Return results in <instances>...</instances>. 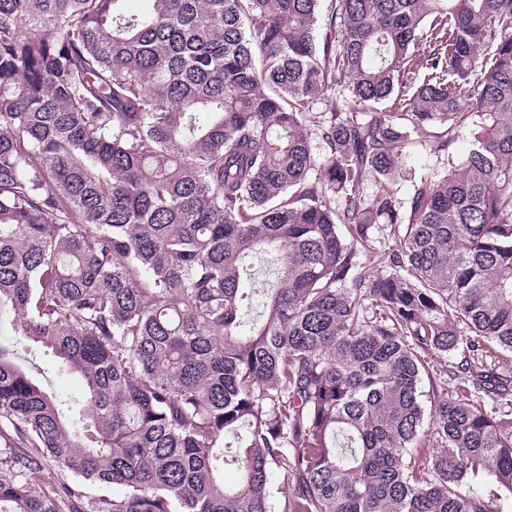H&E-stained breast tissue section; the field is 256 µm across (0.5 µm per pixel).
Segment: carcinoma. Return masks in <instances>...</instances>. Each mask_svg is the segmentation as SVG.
Wrapping results in <instances>:
<instances>
[{"instance_id":"obj_1","label":"carcinoma","mask_w":512,"mask_h":512,"mask_svg":"<svg viewBox=\"0 0 512 512\" xmlns=\"http://www.w3.org/2000/svg\"><path fill=\"white\" fill-rule=\"evenodd\" d=\"M124 2L0 0V307L86 401L0 346V512H512V0ZM330 67L332 70V79L329 80L328 87L316 98L312 108L310 107L309 111L307 110L305 114V124L311 133L313 152L317 158L323 157L324 155L322 151V140L319 137L321 122L327 116L324 114L325 112H329V104H331V101H335V97L338 96L339 92L342 93L345 88L343 74L340 69H337V65L334 67V64H331ZM435 137L427 141L413 140L404 151V161L396 173L391 184L387 185L391 191L397 193L399 198H406L422 179L440 173L448 167V154L457 158L464 154L468 148V141L461 136L456 137L450 144L448 151L436 149L437 142L448 139L446 128L433 129ZM58 477L59 472L55 463L49 458L43 459L41 471L33 482L35 491L40 494L51 493L57 485Z\"/></svg>"}]
</instances>
